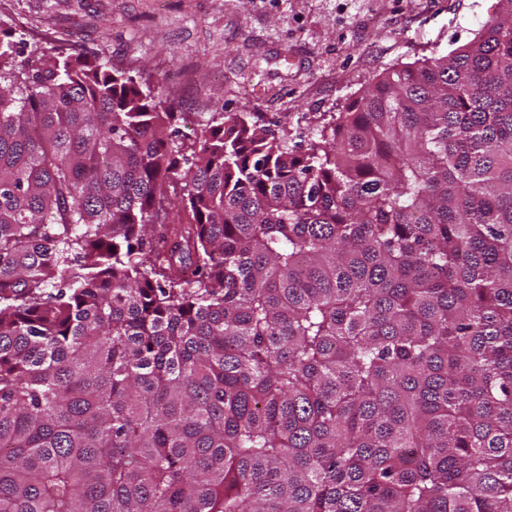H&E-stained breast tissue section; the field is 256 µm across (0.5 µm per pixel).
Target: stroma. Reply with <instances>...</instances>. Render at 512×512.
Here are the masks:
<instances>
[{
	"instance_id": "35a3bbf8",
	"label": "stroma",
	"mask_w": 512,
	"mask_h": 512,
	"mask_svg": "<svg viewBox=\"0 0 512 512\" xmlns=\"http://www.w3.org/2000/svg\"><path fill=\"white\" fill-rule=\"evenodd\" d=\"M498 0H0L17 64L90 52L164 86L189 141L216 113L307 136L379 76L469 44Z\"/></svg>"
}]
</instances>
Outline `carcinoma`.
Instances as JSON below:
<instances>
[{"mask_svg":"<svg viewBox=\"0 0 512 512\" xmlns=\"http://www.w3.org/2000/svg\"><path fill=\"white\" fill-rule=\"evenodd\" d=\"M303 144L0 39V512H512V0Z\"/></svg>","mask_w":512,"mask_h":512,"instance_id":"carcinoma-1","label":"carcinoma"}]
</instances>
